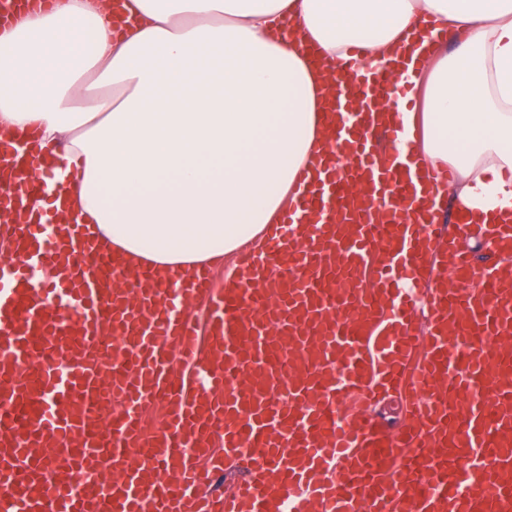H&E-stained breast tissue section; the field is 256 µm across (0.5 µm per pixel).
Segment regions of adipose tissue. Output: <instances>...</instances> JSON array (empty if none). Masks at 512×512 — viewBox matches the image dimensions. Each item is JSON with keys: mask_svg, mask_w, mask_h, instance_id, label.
<instances>
[{"mask_svg": "<svg viewBox=\"0 0 512 512\" xmlns=\"http://www.w3.org/2000/svg\"><path fill=\"white\" fill-rule=\"evenodd\" d=\"M404 46L423 63L391 118L419 169L454 170L470 223L511 217L512 0H52L0 28V140L37 136L48 213L180 275L296 201L340 63Z\"/></svg>", "mask_w": 512, "mask_h": 512, "instance_id": "obj_1", "label": "adipose tissue"}]
</instances>
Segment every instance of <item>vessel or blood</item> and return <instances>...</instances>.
I'll return each mask as SVG.
<instances>
[{"label":"vessel or blood","instance_id":"vessel-or-blood-1","mask_svg":"<svg viewBox=\"0 0 512 512\" xmlns=\"http://www.w3.org/2000/svg\"><path fill=\"white\" fill-rule=\"evenodd\" d=\"M408 60L342 63L345 86L325 114L352 166L323 157L235 281L215 289L200 268L178 278L137 273L114 289L121 255L85 225L33 220L10 186L30 158V196L49 191L34 137L0 141V210L18 258L0 263V394L37 413L20 431L0 409V512H512V353L461 350L457 336L512 338V225L482 230L489 258L441 246L436 219L446 177L415 176L406 151L380 152L375 105L399 106ZM365 183L359 205L349 182ZM450 264L426 300L420 274ZM435 317L425 335L419 303ZM329 328L316 342L310 326ZM129 330L101 354L103 327ZM319 348L308 375L283 381L277 336ZM67 348L69 360L53 355ZM283 385L282 398L270 400ZM120 405L100 428L102 387ZM406 388L410 422L396 437L350 419L352 395ZM166 394L165 425L144 434L145 411ZM122 463L103 481L105 459ZM245 475L204 493L226 461ZM173 469L176 482L158 478ZM482 477V487L467 483Z\"/></svg>","mask_w":512,"mask_h":512}]
</instances>
